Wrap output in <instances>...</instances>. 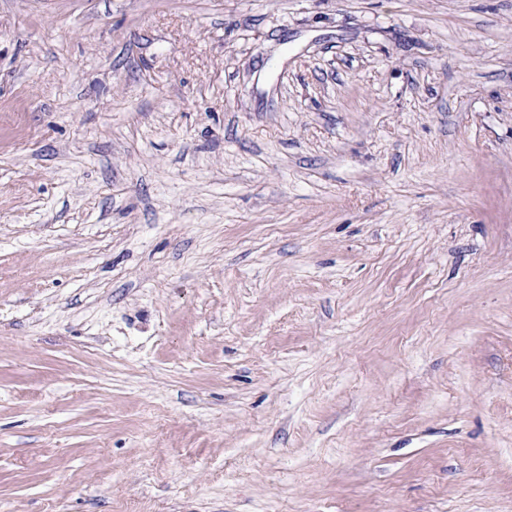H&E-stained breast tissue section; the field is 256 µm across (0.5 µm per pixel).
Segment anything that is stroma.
<instances>
[{
  "instance_id": "35a3bbf8",
  "label": "stroma",
  "mask_w": 512,
  "mask_h": 512,
  "mask_svg": "<svg viewBox=\"0 0 512 512\" xmlns=\"http://www.w3.org/2000/svg\"><path fill=\"white\" fill-rule=\"evenodd\" d=\"M0 512H512V0H0Z\"/></svg>"
}]
</instances>
